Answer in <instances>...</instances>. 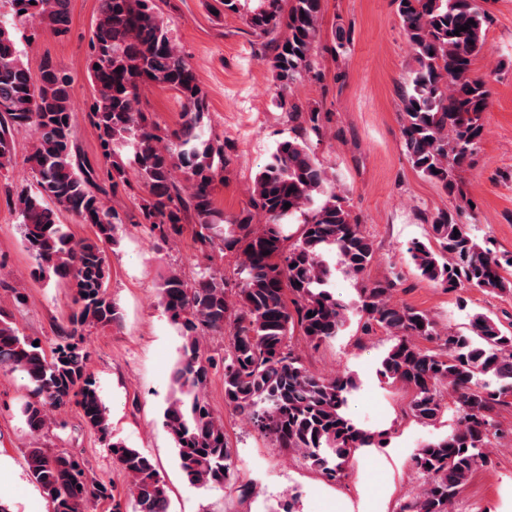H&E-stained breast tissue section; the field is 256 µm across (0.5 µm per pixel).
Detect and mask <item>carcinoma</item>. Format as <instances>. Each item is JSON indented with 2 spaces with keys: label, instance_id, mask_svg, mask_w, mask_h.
I'll return each instance as SVG.
<instances>
[{
  "label": "carcinoma",
  "instance_id": "1",
  "mask_svg": "<svg viewBox=\"0 0 512 512\" xmlns=\"http://www.w3.org/2000/svg\"><path fill=\"white\" fill-rule=\"evenodd\" d=\"M398 15L417 69L402 95L405 148L422 176L456 188L454 172L474 154L490 105L488 82L472 73L486 43L489 14L478 0H397ZM69 0H11L16 18L56 35L69 31ZM258 0L248 25L263 34L280 30L271 61L282 87L307 69L317 37L323 0ZM469 29L454 34L457 28ZM99 68H94V65ZM88 72L94 90L91 124L99 133L103 165L78 160L76 112L69 74L51 59L33 78L13 31L0 25V181L23 227V243L44 278L63 280L73 306L59 339L34 345L0 311V368L19 372L31 384L21 414L40 435L50 412L70 405L85 426L102 435L114 462L129 480L135 512H169L168 487L152 457L109 437V419L99 386L90 372L84 332L121 319L108 291L105 246L116 242L122 223L108 206V192L128 185L134 170L146 192L139 210L155 246L162 249L182 232L186 215L195 219V239L210 259L217 250L239 252L237 290L220 271L203 267L189 283L177 272L161 284L164 312L183 338L172 380L175 394L163 412L179 468L197 488L223 486L235 477L224 421L207 402L204 387L217 365L202 345L205 331L229 329L224 350V407L261 436L301 457L311 468L339 481L360 448L384 447L387 430L366 429L347 413L351 377H325L308 369L290 345L294 330L317 345L345 329L350 313L364 318L363 329H383L393 344L380 374L413 391L410 415L423 424L442 411L439 387L451 390L457 413L452 432L423 444L413 466L423 479L416 495L398 512H452L460 488L490 462L487 448L498 437L496 415L512 405V330L477 313L469 333L440 334L427 312L390 302L394 283L363 285L356 306L329 288L336 255L344 273L361 276L374 259L370 240L351 219L344 200L325 195V172L305 144L285 141L255 178L249 208L226 223L216 209L212 186L224 169V144L201 135L204 99L197 75L168 36L155 0H101L89 40ZM167 86L183 99L179 128L161 135L140 109L144 87ZM288 119L320 133L319 113L292 104ZM28 128L33 145L26 158L34 186L13 187V131ZM181 171L185 184L177 186ZM290 208H284V204ZM68 212L95 226V238L76 241L57 220ZM264 224H253L254 214ZM304 216L303 231L283 246V220ZM432 239L414 241L408 253L420 276L450 291L478 288L512 290V255L490 242L478 243L450 211L431 216ZM443 336L437 349L421 346ZM28 475L51 503L52 512H86L87 504L112 501L123 512L112 485L90 476L73 454L38 443L26 452Z\"/></svg>",
  "mask_w": 512,
  "mask_h": 512
}]
</instances>
